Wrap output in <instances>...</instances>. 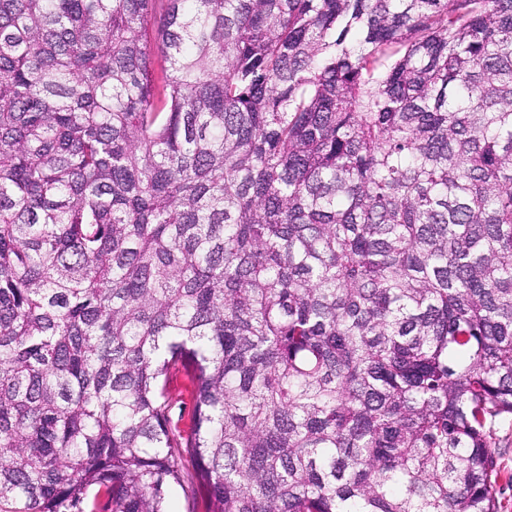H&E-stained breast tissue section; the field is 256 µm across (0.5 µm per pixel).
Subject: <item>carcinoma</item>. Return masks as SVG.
<instances>
[{"instance_id": "carcinoma-1", "label": "carcinoma", "mask_w": 512, "mask_h": 512, "mask_svg": "<svg viewBox=\"0 0 512 512\" xmlns=\"http://www.w3.org/2000/svg\"><path fill=\"white\" fill-rule=\"evenodd\" d=\"M511 419L512 0H0V512H498ZM183 383V379L179 378L171 385L170 418L172 423L178 424L181 429L190 423L193 414V403L184 391ZM498 456V512H512V424L501 422L495 426Z\"/></svg>"}]
</instances>
